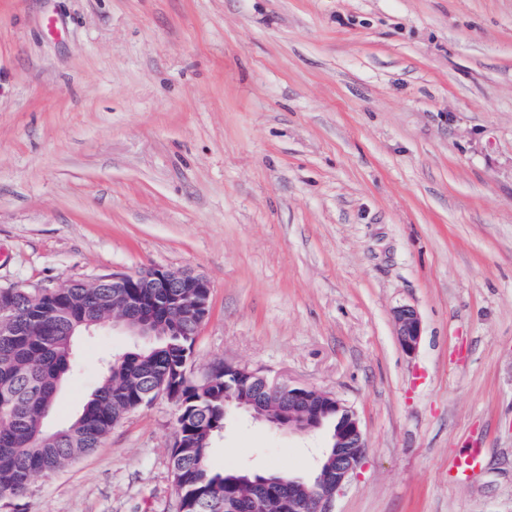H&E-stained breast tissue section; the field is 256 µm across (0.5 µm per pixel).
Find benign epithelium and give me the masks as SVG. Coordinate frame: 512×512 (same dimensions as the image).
<instances>
[{
  "label": "benign epithelium",
  "instance_id": "1",
  "mask_svg": "<svg viewBox=\"0 0 512 512\" xmlns=\"http://www.w3.org/2000/svg\"><path fill=\"white\" fill-rule=\"evenodd\" d=\"M104 281L112 282V325L121 326L133 336H155L157 319L142 314L145 298L134 292L136 288H191L193 293L183 296L169 293L166 300L182 307L189 318L209 304L210 281L187 270H173L155 266L135 274H114L83 283L86 288H97ZM396 336L401 347L413 353L421 337V322L417 311L408 305L394 310ZM225 401L272 427L295 432H313L322 427V420L330 413L339 415L333 445L327 453L311 484L301 480L288 481V512H333L332 502L356 473L366 454V442L356 411L335 396L308 386L279 384L269 380L256 369L224 362ZM256 496L252 497L249 512H268V492L271 482L255 480Z\"/></svg>",
  "mask_w": 512,
  "mask_h": 512
}]
</instances>
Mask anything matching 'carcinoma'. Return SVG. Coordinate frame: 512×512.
Segmentation results:
<instances>
[{"instance_id":"cac0c4a2","label":"carcinoma","mask_w":512,"mask_h":512,"mask_svg":"<svg viewBox=\"0 0 512 512\" xmlns=\"http://www.w3.org/2000/svg\"><path fill=\"white\" fill-rule=\"evenodd\" d=\"M150 305L169 335L151 336L149 345L108 363L81 412L50 431L46 420L61 382L77 367L74 340L112 312V285L0 288V313L8 312L18 325L14 335H0V501L21 497L33 476L59 470L99 447L139 403L179 392L181 447L172 450L171 460L180 512H225L226 499L244 505L238 494L255 475L215 471L210 464L213 438L227 419L223 364L213 367L207 382H193L188 364L194 322L171 317L164 302Z\"/></svg>"}]
</instances>
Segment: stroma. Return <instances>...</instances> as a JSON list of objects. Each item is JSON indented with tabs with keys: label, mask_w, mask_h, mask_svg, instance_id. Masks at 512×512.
Listing matches in <instances>:
<instances>
[{
	"label": "stroma",
	"mask_w": 512,
	"mask_h": 512,
	"mask_svg": "<svg viewBox=\"0 0 512 512\" xmlns=\"http://www.w3.org/2000/svg\"><path fill=\"white\" fill-rule=\"evenodd\" d=\"M154 266L212 285L193 381L229 361L354 408L333 512H512V0H0V288ZM138 343L80 337L48 428ZM175 414L0 512H179ZM325 439L233 412L211 464L307 477ZM394 320L401 347L407 353L415 352L421 337V322L417 311L408 305L399 306L394 310Z\"/></svg>",
	"instance_id": "stroma-1"
}]
</instances>
